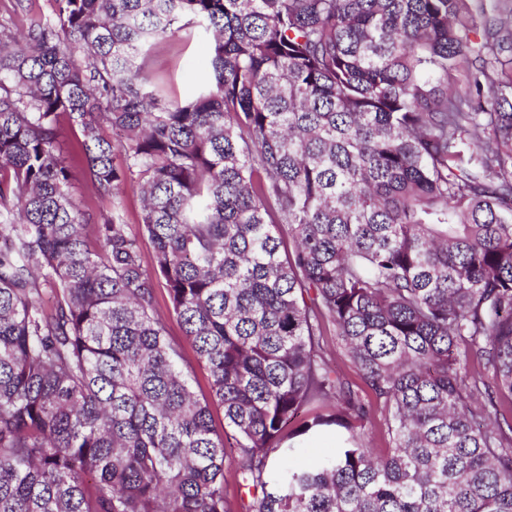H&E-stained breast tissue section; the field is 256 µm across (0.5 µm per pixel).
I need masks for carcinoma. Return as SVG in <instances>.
I'll return each mask as SVG.
<instances>
[{
    "label": "carcinoma",
    "mask_w": 512,
    "mask_h": 512,
    "mask_svg": "<svg viewBox=\"0 0 512 512\" xmlns=\"http://www.w3.org/2000/svg\"><path fill=\"white\" fill-rule=\"evenodd\" d=\"M28 2L22 37L0 21V512H229V447L243 512H512V26L471 39L469 0ZM182 36L211 75L180 100L147 55ZM67 131L112 209L73 205ZM294 420L334 451L293 464ZM122 205L126 224H129V228L133 234L138 235L140 225L141 198L135 185H129L126 188L123 195ZM157 306L161 313L167 317V332L169 340L180 347L184 363L192 367L191 383L194 391L200 399L207 397L209 393L208 373L207 370L199 365L195 360L194 352L183 336L182 329L175 317L168 315V297L166 290L160 286L156 291ZM326 341L323 346V354L326 358L330 359L335 365H337L347 379L352 382L359 383L357 375L347 358L342 353V350L336 345L334 337L331 338V336H327Z\"/></svg>",
    "instance_id": "obj_1"
}]
</instances>
